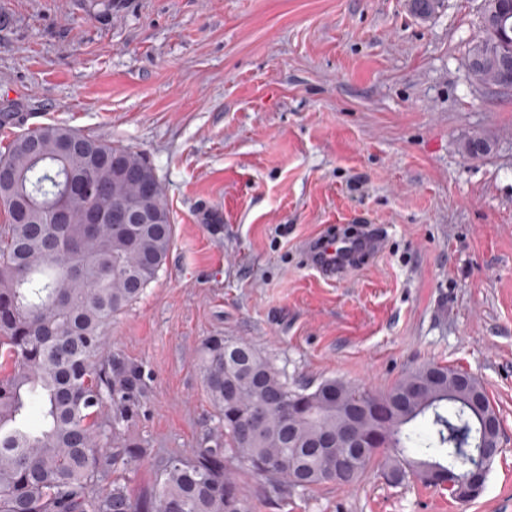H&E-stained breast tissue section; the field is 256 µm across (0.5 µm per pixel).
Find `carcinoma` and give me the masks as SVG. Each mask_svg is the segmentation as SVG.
Masks as SVG:
<instances>
[{
  "label": "carcinoma",
  "instance_id": "obj_1",
  "mask_svg": "<svg viewBox=\"0 0 512 512\" xmlns=\"http://www.w3.org/2000/svg\"><path fill=\"white\" fill-rule=\"evenodd\" d=\"M494 2L468 59L480 60L477 82L512 87L499 66L512 43L496 42L497 27L512 29V9L494 16ZM443 3L412 0L423 19ZM72 137L86 149L62 151ZM27 138L37 152L20 146ZM115 157L154 182L152 196L118 177ZM0 172L9 174L0 177V512H247L228 477L234 467L278 496L351 485L374 465L395 485L455 483L475 468L485 437L477 422L498 414L473 378L448 398L456 368L426 364L385 391L337 379L293 389L250 344L210 336L199 369L217 417L214 446L168 458L152 492L131 498L112 474L142 452L124 430L139 372L105 357L104 331L165 264L175 229L164 187L141 153L59 124L18 134L0 153ZM128 202L153 223H84L88 206L110 213ZM56 206L69 223H52Z\"/></svg>",
  "mask_w": 512,
  "mask_h": 512
}]
</instances>
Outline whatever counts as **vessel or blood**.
<instances>
[{
    "mask_svg": "<svg viewBox=\"0 0 512 512\" xmlns=\"http://www.w3.org/2000/svg\"><path fill=\"white\" fill-rule=\"evenodd\" d=\"M380 239L372 234L327 235L310 244L308 261L320 273L336 277L363 256L377 253Z\"/></svg>",
    "mask_w": 512,
    "mask_h": 512,
    "instance_id": "vessel-or-blood-1",
    "label": "vessel or blood"
}]
</instances>
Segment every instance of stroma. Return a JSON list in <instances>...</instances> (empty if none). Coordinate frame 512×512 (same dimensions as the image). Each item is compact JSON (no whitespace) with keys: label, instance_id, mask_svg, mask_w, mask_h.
I'll return each instance as SVG.
<instances>
[{"label":"stroma","instance_id":"1","mask_svg":"<svg viewBox=\"0 0 512 512\" xmlns=\"http://www.w3.org/2000/svg\"><path fill=\"white\" fill-rule=\"evenodd\" d=\"M484 3L423 20L411 0H0V152L72 127L146 156L172 211L162 271L106 332L142 377L143 454L115 473L132 498L216 426L198 354L224 336L299 384L382 391L447 365L501 424L469 502L376 467L281 499L237 469L249 512H512V88L466 66ZM344 225L387 244L331 281L304 248Z\"/></svg>","mask_w":512,"mask_h":512}]
</instances>
